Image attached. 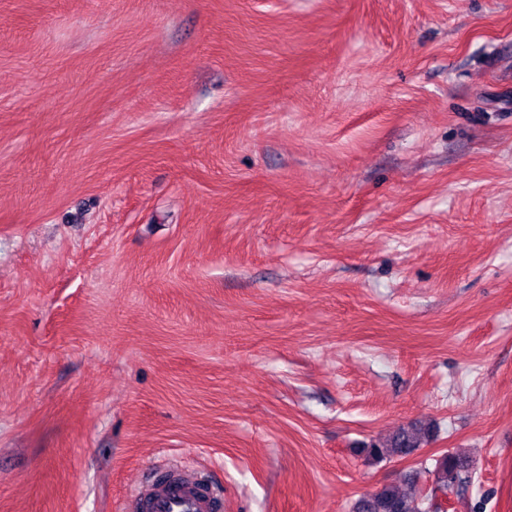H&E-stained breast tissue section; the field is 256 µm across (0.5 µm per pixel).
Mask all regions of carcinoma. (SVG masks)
Here are the masks:
<instances>
[{
    "label": "carcinoma",
    "mask_w": 512,
    "mask_h": 512,
    "mask_svg": "<svg viewBox=\"0 0 512 512\" xmlns=\"http://www.w3.org/2000/svg\"><path fill=\"white\" fill-rule=\"evenodd\" d=\"M429 429L412 425L399 429L385 441H373L364 447L369 457L380 462L405 457L420 447ZM468 464L459 455L449 452L436 461L432 475V492L407 494L393 485H384L361 498L354 512H431L432 493L448 494L466 482Z\"/></svg>",
    "instance_id": "obj_1"
}]
</instances>
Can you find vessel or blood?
Listing matches in <instances>:
<instances>
[{
  "instance_id": "1",
  "label": "vessel or blood",
  "mask_w": 512,
  "mask_h": 512,
  "mask_svg": "<svg viewBox=\"0 0 512 512\" xmlns=\"http://www.w3.org/2000/svg\"><path fill=\"white\" fill-rule=\"evenodd\" d=\"M221 501L202 479H189L179 466L139 485L127 504L128 512H219Z\"/></svg>"
}]
</instances>
